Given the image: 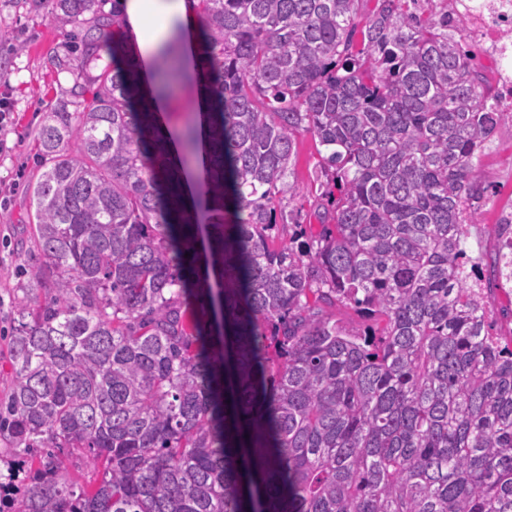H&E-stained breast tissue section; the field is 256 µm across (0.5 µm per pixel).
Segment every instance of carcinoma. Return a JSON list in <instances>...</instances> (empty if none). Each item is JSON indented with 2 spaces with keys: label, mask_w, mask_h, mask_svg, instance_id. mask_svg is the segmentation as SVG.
<instances>
[{
  "label": "carcinoma",
  "mask_w": 512,
  "mask_h": 512,
  "mask_svg": "<svg viewBox=\"0 0 512 512\" xmlns=\"http://www.w3.org/2000/svg\"><path fill=\"white\" fill-rule=\"evenodd\" d=\"M74 111L34 134L41 260L12 308L0 440L17 512H512V345L470 283L473 159L505 118L448 12L378 0H199L205 67L165 48L159 95H212L204 209L164 164L137 57L101 0H44ZM114 34L112 45L105 37ZM112 67L90 74L100 52ZM91 97H86V94ZM326 151L328 223L278 237L296 134ZM496 274L512 280L498 246ZM353 308L347 328L329 309ZM98 469L89 488L71 459Z\"/></svg>",
  "instance_id": "obj_1"
}]
</instances>
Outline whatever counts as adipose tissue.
Returning <instances> with one entry per match:
<instances>
[{
    "mask_svg": "<svg viewBox=\"0 0 512 512\" xmlns=\"http://www.w3.org/2000/svg\"><path fill=\"white\" fill-rule=\"evenodd\" d=\"M118 8L126 36L136 45L143 80L155 74L159 51L176 26L192 37L182 67L191 71L202 64V46L196 38L200 21L192 0H120Z\"/></svg>",
    "mask_w": 512,
    "mask_h": 512,
    "instance_id": "adipose-tissue-1",
    "label": "adipose tissue"
}]
</instances>
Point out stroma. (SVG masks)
I'll list each match as a JSON object with an SVG mask.
<instances>
[{
	"label": "stroma",
	"instance_id": "35a3bbf8",
	"mask_svg": "<svg viewBox=\"0 0 512 512\" xmlns=\"http://www.w3.org/2000/svg\"><path fill=\"white\" fill-rule=\"evenodd\" d=\"M67 43L57 23L34 0H0V94H8L14 112L10 127L0 131V392L9 385L11 366L7 337L13 326L12 293L23 280L27 264L36 257L27 247L31 203L27 182L39 172L33 136L47 106L70 102L74 75L56 71L50 64ZM482 184L504 181L512 174V122L502 123L474 158ZM321 157L314 138L300 133L289 181L299 195L284 199L282 209L289 222L308 225L319 232L314 204L321 181ZM512 203V193L503 192L484 200L467 226L464 247L485 276L484 287L492 291L494 332L512 337V288L496 287L492 260L496 240L491 230L501 207Z\"/></svg>",
	"mask_w": 512,
	"mask_h": 512
}]
</instances>
